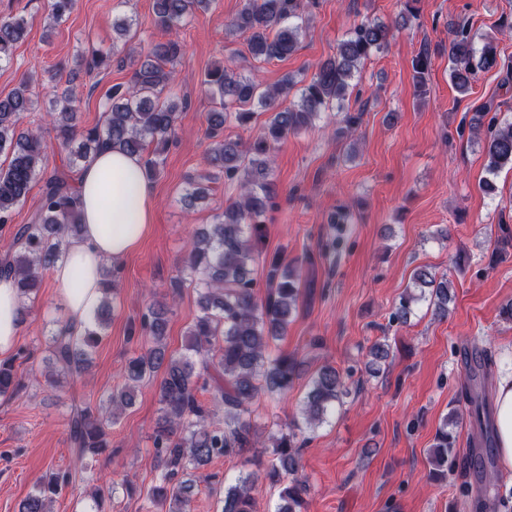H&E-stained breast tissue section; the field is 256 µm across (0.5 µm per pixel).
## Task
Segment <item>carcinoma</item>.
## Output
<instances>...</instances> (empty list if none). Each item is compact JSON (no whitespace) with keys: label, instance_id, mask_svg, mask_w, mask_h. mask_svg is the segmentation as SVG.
I'll use <instances>...</instances> for the list:
<instances>
[{"label":"carcinoma","instance_id":"1","mask_svg":"<svg viewBox=\"0 0 512 512\" xmlns=\"http://www.w3.org/2000/svg\"><path fill=\"white\" fill-rule=\"evenodd\" d=\"M76 0H49L50 18L60 23L71 13ZM211 0H153L156 23L171 30L209 10ZM303 0H244L242 8L224 23L230 33L247 35V47L256 60H284L299 45L302 31ZM22 17L0 19V64L12 60L15 45L24 37ZM392 27L365 20L356 24L339 46L338 57L325 61L308 83L284 77L273 86L236 73L226 67L209 70L203 84L217 99L208 112L205 160L214 173L209 180L224 178L239 183L238 198L224 206L216 222L196 233L190 242L185 268L200 290L199 310L188 327L185 349L179 354L168 350L166 327L170 307L153 302L141 322L143 346L128 360L123 385L113 390L101 408L87 407L74 414L69 436L78 458L76 470L83 472L90 462L108 451L104 426L116 421L133 405L141 385L158 382L160 416L154 431V448L161 473L149 494L150 507L158 512H191L197 487L196 472L215 460L240 454L253 443L251 428L243 415L261 394L285 395L299 376L300 362L294 356L275 354L272 346L288 331L297 311L299 278L282 257L268 262L269 288L264 296L256 291L251 266L260 258L256 240L266 212L275 204L271 164L277 146L291 133L310 127L326 111L342 115L338 134L357 130L364 112L350 111L352 80L362 61L384 49ZM183 53L177 40L153 44L144 60L138 62L131 83L116 84L102 102L103 123L93 128L80 126V100L69 88L49 100L56 145L69 152L60 167L48 168V145L26 130L18 131L19 121L38 108L28 93L30 80L20 82L7 97L0 99V231L11 241L0 253V273L11 275L19 290L22 309H27L41 288L44 275L62 258L66 241L78 236L81 213L74 189L76 172L95 154L100 144L136 155L143 161L148 179L160 173L175 136L178 112L188 106L187 97L173 91L174 63ZM451 81L460 94L468 92L477 71L496 65V47L486 42L477 48L469 23H458L448 51ZM112 62L108 51L95 50L85 59L88 71L107 68ZM430 56L421 52L414 63L416 87L425 86ZM295 93L293 105L283 99ZM486 108L471 118V134L482 139L488 157L487 171L496 174L512 165V122L497 125L496 119L483 122ZM267 119L248 145L224 135V126L235 121L251 123L256 115ZM41 183L36 210L25 224L14 223L15 209L22 204L35 182ZM209 186L189 183L183 196L191 208L205 198ZM117 276L110 272L103 297L90 314L84 333L74 336L64 322L46 339L49 361L47 383L61 387L67 375L87 371L110 318L109 295L116 290ZM429 301L433 315L448 317L451 301L448 279H437L426 267L414 270L412 284L400 296L393 318L405 323L413 306ZM390 356L386 343L369 348L366 366L371 375L380 372ZM22 386L14 366L0 363V396L14 395ZM209 398L201 400L198 393ZM349 395L339 371L330 364L321 366L309 382L301 405L305 424L315 427L327 422ZM469 414L480 431L492 426L487 401L481 392L465 390ZM298 422L278 428L269 436L272 456L260 463L262 475L279 488L276 512H302L308 484L303 475ZM453 451L448 421L436 433L432 463L448 467ZM258 475L240 473L222 490H213L221 504L220 512H255L252 488ZM495 487L492 474L484 471L476 485L462 489L465 497L480 499ZM60 489L54 476L42 478L34 493L20 505V512H50L49 502Z\"/></svg>","mask_w":512,"mask_h":512}]
</instances>
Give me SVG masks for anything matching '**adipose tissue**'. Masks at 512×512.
Wrapping results in <instances>:
<instances>
[{"label":"adipose tissue","instance_id":"1","mask_svg":"<svg viewBox=\"0 0 512 512\" xmlns=\"http://www.w3.org/2000/svg\"><path fill=\"white\" fill-rule=\"evenodd\" d=\"M82 229L51 270L66 321L83 333L99 304L103 268L135 250L153 218L154 193L139 157L102 145L77 175ZM21 298L13 277L0 275V360L15 351ZM497 453L503 474L512 475V367L498 375L495 392Z\"/></svg>","mask_w":512,"mask_h":512}]
</instances>
